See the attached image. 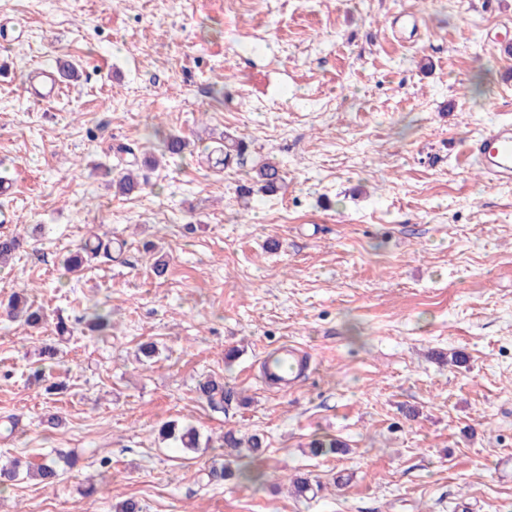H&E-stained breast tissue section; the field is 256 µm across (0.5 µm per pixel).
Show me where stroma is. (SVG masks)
Listing matches in <instances>:
<instances>
[{"instance_id":"35a3bbf8","label":"stroma","mask_w":512,"mask_h":512,"mask_svg":"<svg viewBox=\"0 0 512 512\" xmlns=\"http://www.w3.org/2000/svg\"><path fill=\"white\" fill-rule=\"evenodd\" d=\"M490 29L512 33V0H0V207L27 238L0 267V416L20 419L0 462L77 458L54 487L0 492V512H512V185L466 153L512 121ZM61 57L79 79L30 102L32 69ZM225 131L286 189L240 200L250 166L206 159ZM159 133L187 149L114 193L113 145L155 157ZM93 231L120 252L65 273ZM16 292L49 324L9 321ZM95 303L109 341L58 335ZM144 342L159 355L141 363ZM286 342L314 367L291 392L261 380ZM208 375L223 408L196 390ZM170 420L208 446L161 441ZM229 430L263 438L260 482L202 480ZM323 438L347 453L311 456ZM297 474L315 484L300 498Z\"/></svg>"}]
</instances>
